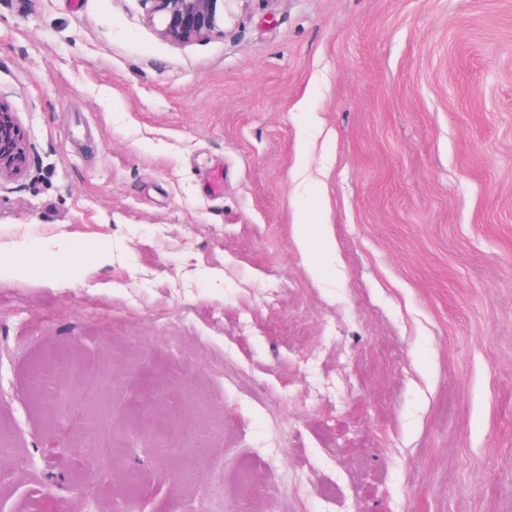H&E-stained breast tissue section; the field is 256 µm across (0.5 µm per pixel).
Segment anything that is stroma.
<instances>
[{
	"instance_id": "obj_1",
	"label": "stroma",
	"mask_w": 512,
	"mask_h": 512,
	"mask_svg": "<svg viewBox=\"0 0 512 512\" xmlns=\"http://www.w3.org/2000/svg\"><path fill=\"white\" fill-rule=\"evenodd\" d=\"M149 8L0 0V512H512V0ZM230 0H148L151 16L162 23L161 34L167 40L186 44L213 33L224 19ZM27 158L24 134L0 100V179L21 173ZM22 265L31 268V264L23 261L11 244L0 243V281L21 273L23 270Z\"/></svg>"
}]
</instances>
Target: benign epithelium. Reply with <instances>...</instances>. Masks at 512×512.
<instances>
[{"mask_svg": "<svg viewBox=\"0 0 512 512\" xmlns=\"http://www.w3.org/2000/svg\"><path fill=\"white\" fill-rule=\"evenodd\" d=\"M151 16L162 23L167 40L186 44L213 33L224 19L228 0H148ZM27 158L24 134L0 99V178L21 173Z\"/></svg>", "mask_w": 512, "mask_h": 512, "instance_id": "obj_1", "label": "benign epithelium"}]
</instances>
